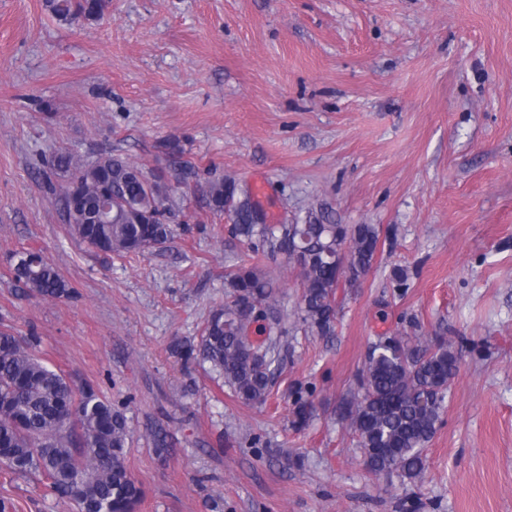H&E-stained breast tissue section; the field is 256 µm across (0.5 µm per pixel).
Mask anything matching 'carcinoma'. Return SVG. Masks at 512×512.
<instances>
[{"instance_id":"cac0c4a2","label":"carcinoma","mask_w":512,"mask_h":512,"mask_svg":"<svg viewBox=\"0 0 512 512\" xmlns=\"http://www.w3.org/2000/svg\"><path fill=\"white\" fill-rule=\"evenodd\" d=\"M61 21L73 24L104 15V0H48ZM50 165L65 178L60 188L65 223L96 251L136 255L169 239L170 186L116 155L93 160L69 151ZM235 179L208 186L210 207L230 215L249 241L252 258L284 256L298 269V319L320 336L334 332L336 288L353 285L373 268L382 229L375 224H338L322 208L301 224H266L254 217L249 198H237ZM13 280L29 298L62 300L74 289L37 251L13 266ZM230 300L214 310L197 344H179L185 362L208 363L246 404L263 405L278 354L275 329L282 320L273 279L240 260L228 277ZM37 337L0 329V473L38 475L55 497L77 512H135L144 491L126 464L130 429L123 411L88 386L76 388L35 353ZM458 371V355L444 341L383 336L360 372L357 391L344 398L340 419L357 436L370 473L395 472L412 483L424 469L423 452L441 427L446 398ZM292 427L304 428L311 406L295 391ZM399 512H423L421 498H398Z\"/></svg>"}]
</instances>
